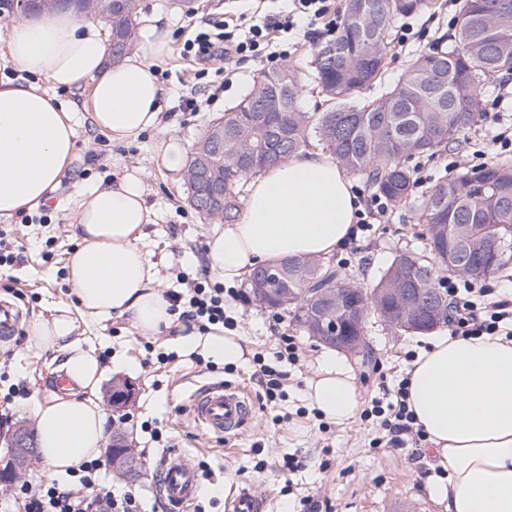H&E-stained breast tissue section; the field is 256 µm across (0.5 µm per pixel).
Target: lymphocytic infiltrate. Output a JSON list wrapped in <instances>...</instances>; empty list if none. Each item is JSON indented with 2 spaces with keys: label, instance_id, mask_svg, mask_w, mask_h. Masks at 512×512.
Listing matches in <instances>:
<instances>
[{
  "label": "lymphocytic infiltrate",
  "instance_id": "f902f5d3",
  "mask_svg": "<svg viewBox=\"0 0 512 512\" xmlns=\"http://www.w3.org/2000/svg\"><path fill=\"white\" fill-rule=\"evenodd\" d=\"M252 2V11L244 15L242 28L232 30L226 21H209L206 31L186 43V51L192 52L203 66L230 61L243 53L257 51L269 30L288 33L294 29L297 18L314 22L325 18L330 11V0H291L292 8L284 14L268 11L266 0ZM447 293L448 305L456 313V330L462 335H492L499 332L503 320L512 319V301L490 299L488 290L469 284L461 288L452 281ZM169 299L173 308L179 309L183 322L195 323L199 330L232 326L225 314L227 299L220 285L198 282L186 291L171 293ZM407 396L406 385H399L394 402L377 403L372 408L397 446L403 445L405 436L423 433L408 408ZM109 464V453L104 450L97 458L72 469L66 482L23 483L18 495L24 503V512H140L136 492H118L104 484Z\"/></svg>",
  "mask_w": 512,
  "mask_h": 512
}]
</instances>
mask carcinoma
I'll list each match as a JSON object with an SVG mask.
<instances>
[{"mask_svg":"<svg viewBox=\"0 0 512 512\" xmlns=\"http://www.w3.org/2000/svg\"><path fill=\"white\" fill-rule=\"evenodd\" d=\"M499 0H459L455 45L446 52L423 54L397 82L377 98L357 102L354 94L375 83L389 52L394 20L420 12L430 0H345L333 39L336 59L315 55L313 66L321 92L333 101L330 112H303L298 106L301 86L296 70L284 66L268 72L231 111L212 120L188 158V166L206 158L211 172L224 180L222 219L239 210L240 185L266 167L262 159L280 144L277 160L306 150L317 139L346 172L361 179L373 193L389 202L405 200L414 187L405 161L433 157L449 137L480 120L483 86L512 68V12L502 14ZM78 11L104 20L113 37H134L129 13H98L83 5ZM271 95L280 99L276 112H253L249 104ZM254 150L257 162L238 170L241 152ZM420 219L428 227L421 252L398 254L376 283L378 288H434L439 271L460 280L492 278L512 263V165L484 166L460 171L435 184ZM505 240L504 255L495 261L470 249L482 237ZM288 271V305L279 289L270 306L294 313L297 323L318 306L317 288L328 280L348 281L340 264L324 257H295L276 261ZM361 319L353 325L366 335L367 319L376 316L392 326L396 306L358 295Z\"/></svg>","mask_w":512,"mask_h":512,"instance_id":"1","label":"carcinoma"}]
</instances>
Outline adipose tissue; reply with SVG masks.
<instances>
[{"instance_id": "adipose-tissue-1", "label": "adipose tissue", "mask_w": 512, "mask_h": 512, "mask_svg": "<svg viewBox=\"0 0 512 512\" xmlns=\"http://www.w3.org/2000/svg\"><path fill=\"white\" fill-rule=\"evenodd\" d=\"M102 29L74 11L53 10L10 31L6 56L15 75L0 80V219L46 205L71 172L80 120L116 143L158 128V67L172 50L168 27L150 23L136 51L116 64L108 61ZM37 75L78 91L81 103L65 104L34 83ZM189 151L186 141L164 135L152 159L175 179ZM73 189L81 246L68 260L67 280L79 309L101 321L125 319L144 336L171 329L178 315L144 248L153 212L140 179L127 174L101 190L77 181ZM356 219V196L336 161L302 152L250 181L235 222L208 241L207 264L233 284L277 259L327 256L351 236ZM77 329L66 311L32 329L36 346L58 352V371L71 382L66 394L32 409L39 454L56 475L99 454L108 422L99 402L104 371L83 349ZM188 344L227 364L245 360L241 343L220 328L193 335ZM407 376L408 407L448 470L433 490L442 512H512V338L430 337ZM306 396L338 424L359 407L353 375L333 357L315 369Z\"/></svg>"}]
</instances>
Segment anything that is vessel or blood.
I'll return each mask as SVG.
<instances>
[{
  "instance_id": "b4317fda",
  "label": "vessel or blood",
  "mask_w": 512,
  "mask_h": 512,
  "mask_svg": "<svg viewBox=\"0 0 512 512\" xmlns=\"http://www.w3.org/2000/svg\"><path fill=\"white\" fill-rule=\"evenodd\" d=\"M21 312L11 301L0 302V339L9 341L19 332ZM248 397L243 390H230L223 383L211 384L195 393L189 411L196 426L223 438H235L248 413ZM155 484L168 512H189L198 490L194 469L182 464L171 452H163Z\"/></svg>"
}]
</instances>
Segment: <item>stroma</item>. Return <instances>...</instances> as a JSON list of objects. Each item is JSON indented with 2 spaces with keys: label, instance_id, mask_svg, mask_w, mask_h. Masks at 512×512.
Returning <instances> with one entry per match:
<instances>
[{
  "label": "stroma",
  "instance_id": "obj_1",
  "mask_svg": "<svg viewBox=\"0 0 512 512\" xmlns=\"http://www.w3.org/2000/svg\"><path fill=\"white\" fill-rule=\"evenodd\" d=\"M246 7L245 0H138L136 36H143L148 20L157 17L172 37V53L159 70L165 88L161 128L117 145L88 124L77 127L75 178L101 188L128 173L140 178L145 201L156 213L155 223L146 227V244L164 256L159 276L171 291L208 277L204 256L217 224L203 220L190 207L186 181L172 182L155 168L152 147L159 134L171 132L196 143L209 120L234 108L264 73L287 64L299 68L302 109H326L311 61L318 46L336 32L320 23L298 24L287 35L271 33L278 52L272 61L246 56L223 69L197 74L195 62L184 50L185 41L207 20L235 22ZM455 24L456 0H432L421 13L398 17L390 31L391 49L382 78L375 87L361 90L360 99L376 98L380 88L392 83L417 56L451 49ZM219 84L224 87L223 96L208 100L210 87ZM189 97L203 100L201 111H186L184 101ZM480 110L478 125L454 135L446 152L415 160L417 182L412 195L407 201L389 204L382 220H368L372 193L361 180H354L359 215L367 225L333 255L351 281L371 289L399 251L423 246L418 216L438 181L479 165L512 164V146L502 147L497 138L506 128L499 113L512 114V71L496 77L482 96ZM74 209L71 189L65 184L49 205L0 221V252L17 255L0 275V291L12 289L11 299L24 314L20 335L0 344V397L20 379L30 390L28 396L15 398L8 424L0 426V468L11 456L15 429L21 425L36 429L32 408L53 395L59 360L54 352L36 348L31 328L55 316L61 306L75 303L66 280L67 260L78 247L69 229ZM236 289L240 297L231 302L229 314L237 322L235 336L253 357L271 355L283 335L293 337L297 345L298 358L287 368L285 400L274 408L264 406L253 358L240 365L218 360L209 369L187 355L183 341L169 331L147 338L133 333L122 320L101 322L81 314L77 320L84 346L94 350L107 368L99 390L101 403H108L115 384L131 388L128 417L109 420L104 447H111L113 435L121 433L130 448H148L152 445L149 428L159 429L167 448L198 471L207 490L200 500L204 512H227L232 495L242 488L262 503V512H440L431 486L446 479L447 472L431 465L426 441L412 436L403 447H395L379 418L364 415L375 400L405 378L411 355L426 346L424 335L377 323L369 327L363 352L344 357L355 376L361 410L352 420L337 424L320 416L305 397L307 382L329 347L305 335L292 314L256 305L246 283H237ZM171 351L178 353V360L157 362V353ZM218 381L241 387L249 396V424L229 444L199 430L187 409L193 391ZM291 455L302 466L286 477L280 467Z\"/></svg>",
  "mask_w": 512,
  "mask_h": 512
}]
</instances>
